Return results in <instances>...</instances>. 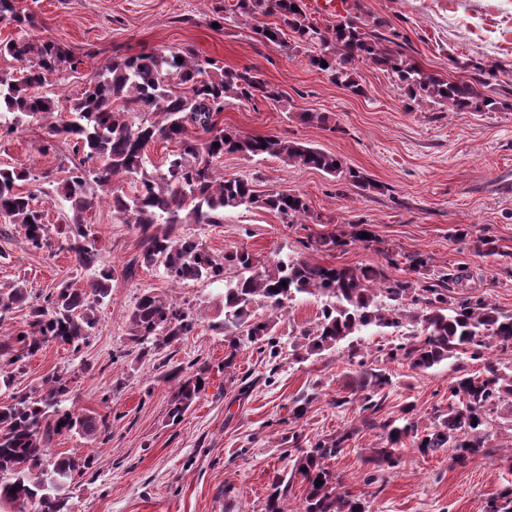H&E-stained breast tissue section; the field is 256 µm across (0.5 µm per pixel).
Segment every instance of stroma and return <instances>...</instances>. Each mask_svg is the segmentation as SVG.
<instances>
[{
  "label": "stroma",
  "mask_w": 512,
  "mask_h": 512,
  "mask_svg": "<svg viewBox=\"0 0 512 512\" xmlns=\"http://www.w3.org/2000/svg\"><path fill=\"white\" fill-rule=\"evenodd\" d=\"M236 0H19L35 13L38 33L58 41L82 65L61 73V99L80 97L96 67L116 55L157 49L194 50L218 65L257 68L279 88L280 102L229 101L220 116L224 127L245 135L279 136L336 155L362 171L374 189L338 184L323 172L289 167L275 158L225 156L226 177H246L257 190L303 195L310 207L304 222L289 224L271 212L238 208L220 224H182L177 234L203 239L216 254L247 249L257 264L285 257L362 267L385 265L387 254H418L432 269L462 272L454 297H489L512 313V0H344L342 13L371 28L407 36V55L425 71L461 74L478 64L494 71L492 84L504 93L499 109L448 112L418 106L385 71L372 63L358 67L362 94L355 95L310 65L308 47L282 50L262 45L254 29L266 16L233 12ZM220 19L212 27L211 19ZM304 112H321L326 123H306ZM46 121L19 125L0 137V166L30 168L23 191L37 192L47 224L61 221L59 202L41 194L45 175L61 179L76 163L69 142L41 147ZM364 222L374 236L339 250L308 251L305 237L349 231ZM102 263L113 269L112 296L97 312V323L80 350L55 343L43 347L16 371L11 386L0 385V402L41 391L46 377L65 373L70 402L87 416L106 417L109 430L94 436L54 435L49 456H91L90 469L76 476L69 512H265L275 475L289 474L294 444L353 430L329 467L343 488L366 499L370 512H484L487 500L512 478V410L492 414L483 450L464 463L450 452L421 454L406 443L397 466L368 464L384 433L381 421L413 405L420 427L432 426L448 411V385L482 369L479 360L445 362L427 371L390 361L397 334L369 331L363 336L368 361L381 363L391 377L377 427L362 426L360 403L349 382L355 374L342 349L301 361L292 349L300 330L315 326L322 303L304 295L291 302L277 326L285 358L270 373L256 347L237 358L247 393L224 381V337L211 330L214 302L222 287L206 281L172 285L154 268L139 267L125 277V265L139 253V231L102 202L87 212ZM469 228L466 238L457 232ZM496 240L499 252L484 254L478 239ZM88 272L71 252L31 250L20 228L0 222V289L20 284L32 296L60 283L84 287ZM146 291L188 305L201 317L195 331L152 354L129 339L127 320ZM204 367L208 383L180 423L168 418L171 383L159 377L163 359ZM314 394L306 415H291L300 394Z\"/></svg>",
  "instance_id": "stroma-1"
}]
</instances>
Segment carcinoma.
Segmentation results:
<instances>
[{
	"label": "carcinoma",
	"instance_id": "carcinoma-1",
	"mask_svg": "<svg viewBox=\"0 0 512 512\" xmlns=\"http://www.w3.org/2000/svg\"><path fill=\"white\" fill-rule=\"evenodd\" d=\"M239 14L274 16L278 22L255 29L266 46L288 48L285 31L297 43L314 48L310 63L328 74L336 84L353 94L362 92L356 80L357 66L370 61L406 90L410 99L450 112L494 110L501 101L486 81L485 69L448 79L426 73L403 53L401 35L387 37L357 16H343L323 29L306 13L304 0H236ZM0 22L19 28L15 38L0 42V57L17 62L11 72H0V131L12 133L29 119L40 120L60 109L59 102L44 92L55 85L59 74L75 71L82 60L56 41L34 34L38 24L33 13L18 7V0H0ZM182 61H177V58ZM328 66H322V62ZM279 102L280 92L255 68L231 69L200 58L191 50H154L135 56H114L96 68L89 86L69 107L70 118L49 127V139L41 147L46 153L54 139L72 143L78 163L66 176L53 182L52 191L68 208L57 227L58 247L73 254L77 265L92 272L86 285L74 288L62 283L42 298L33 299L28 289L16 285L0 290V321L13 309L28 305L24 328L0 338V384L11 385L8 368L52 342L77 351L96 325L97 307L112 293L113 272L100 266V249L84 214L95 206L100 193L108 195L112 212L139 229L140 253L123 274L131 277L138 266L155 267L172 283L224 280L226 269H236L234 280L225 284L220 298L223 318L211 329L224 335V381L234 382L237 357L247 344H258L269 371L281 367L282 347L275 334L276 320L300 295L326 299L316 326L301 331L293 347L295 359L320 355L345 344L347 360L358 366L352 392L361 393L362 423L382 405L376 396L390 385L386 370L366 365L359 333L370 327L406 328L403 341L386 352V359L406 361L424 371L451 358L470 355L484 358L490 349L512 350V314L501 312L485 296L469 295L457 301L448 296L451 285L462 276L440 270L423 281L391 277L374 267L324 266L303 259H279L258 266L246 250L212 254L198 238L175 233L180 224H222L224 212L240 207L273 212L296 224L310 212L306 199L288 191L258 192L247 178H227L218 162L226 154L250 158H276L288 166L322 171L367 191L374 187L366 176L344 168L340 158L298 141L278 136H242L220 126L219 116L228 100ZM174 142L178 151L166 168L148 170L146 148L155 142ZM219 146H214V143ZM25 168H0V218L25 231L31 248L49 249L43 211L36 195L20 189L30 178ZM132 178L131 191L120 183ZM100 193H95V190ZM341 246L335 235L308 240L305 248L333 250ZM266 310L262 317L255 308ZM198 326V315L189 307L167 302L151 292L136 301L128 319L133 344L155 352L190 335ZM161 378L175 384L169 419L178 421L205 389L208 369H188L167 362L160 364ZM70 380L53 374L35 395L0 402V509L8 512H67L68 491L75 476L89 461L76 455L46 459L53 435L64 430L95 434L108 431L107 418L95 420L66 405ZM512 408V367H500L486 359L481 371L464 374L448 385V413L423 435L411 414L386 419L382 446L372 449V461L394 464L401 444L415 439L422 454L443 448L456 451L465 460L481 451V437L489 417L502 405ZM352 432L329 435L298 446L291 473L305 485L299 510L288 503V482L272 483L265 512H366L364 504L344 490L330 471L328 460L345 448ZM323 484L316 485V480ZM485 512H512V487L490 499Z\"/></svg>",
	"mask_w": 512,
	"mask_h": 512
}]
</instances>
